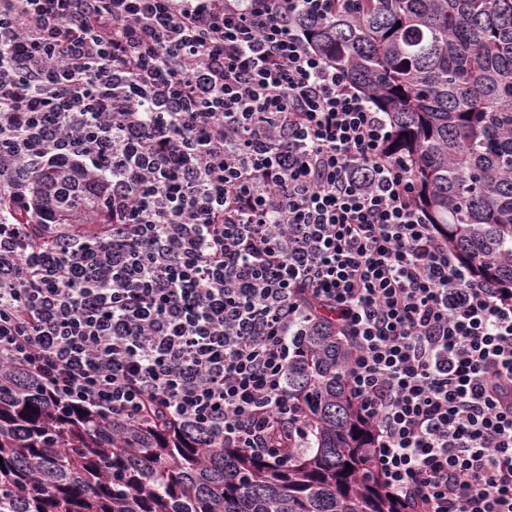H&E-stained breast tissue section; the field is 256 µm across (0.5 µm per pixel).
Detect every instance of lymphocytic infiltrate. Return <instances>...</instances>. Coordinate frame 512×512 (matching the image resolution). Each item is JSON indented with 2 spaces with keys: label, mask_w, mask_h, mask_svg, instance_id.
Returning a JSON list of instances; mask_svg holds the SVG:
<instances>
[{
  "label": "lymphocytic infiltrate",
  "mask_w": 512,
  "mask_h": 512,
  "mask_svg": "<svg viewBox=\"0 0 512 512\" xmlns=\"http://www.w3.org/2000/svg\"><path fill=\"white\" fill-rule=\"evenodd\" d=\"M340 3L0 8V191L62 253L0 229V360L106 418L151 407L274 462L275 429L309 437L288 363L326 310L391 493L512 512V296L449 248L386 113L313 45L303 20ZM105 212L120 245L59 231Z\"/></svg>",
  "instance_id": "lymphocytic-infiltrate-1"
}]
</instances>
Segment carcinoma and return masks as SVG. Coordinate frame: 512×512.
I'll return each mask as SVG.
<instances>
[{"instance_id":"carcinoma-1","label":"carcinoma","mask_w":512,"mask_h":512,"mask_svg":"<svg viewBox=\"0 0 512 512\" xmlns=\"http://www.w3.org/2000/svg\"><path fill=\"white\" fill-rule=\"evenodd\" d=\"M318 50L389 114L421 205L475 275L512 294V0H350L309 24ZM36 224L0 198V223ZM114 244L112 216L76 228ZM288 393L306 448L274 435L273 464L183 419L103 417L0 366V512H406L373 466V433L345 383L350 346L327 315L302 325Z\"/></svg>"}]
</instances>
